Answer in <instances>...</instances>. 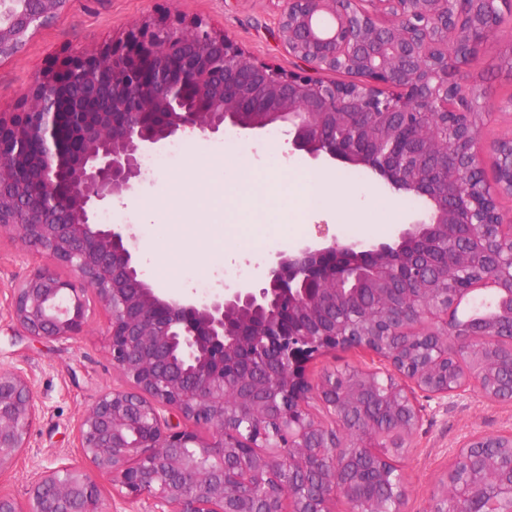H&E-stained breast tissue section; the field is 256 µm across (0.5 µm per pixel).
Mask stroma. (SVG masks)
Returning a JSON list of instances; mask_svg holds the SVG:
<instances>
[{"label":"stroma","instance_id":"obj_1","mask_svg":"<svg viewBox=\"0 0 512 512\" xmlns=\"http://www.w3.org/2000/svg\"><path fill=\"white\" fill-rule=\"evenodd\" d=\"M149 18L203 19L255 60L287 71L300 66L278 37L276 0H71L20 54L0 61V111L14 109L24 90L57 57L111 40ZM504 53L501 42L485 43L477 60L463 70L465 83L495 100L511 97L512 64L505 62ZM246 142L251 154L233 157L224 152L223 136L182 138L183 152L175 161L151 173L142 190L114 205V212L132 227L146 279L154 287L189 291L202 280L214 284L228 268L256 278L267 256L322 231L386 241L424 208L420 199L404 194L397 195L395 207H388L379 183L366 176L349 182L347 170L339 169L335 175L346 189L344 206L361 210L354 232H347L332 213L301 210L300 182L266 160L267 136H250ZM244 165L277 185L268 223L254 227L246 244L218 229L224 221V174ZM34 262L10 231L0 230V370L22 369L41 410L29 448L11 470L0 473V491L21 501L44 470L85 466L76 440L81 416L102 394L124 384L112 365L107 313L98 302H91V320L73 340H37L16 328L6 312L8 286L23 278ZM511 430L512 402H491L477 394L425 402L410 455L401 464L409 489L406 512H423L445 484L451 452L465 436Z\"/></svg>","mask_w":512,"mask_h":512}]
</instances>
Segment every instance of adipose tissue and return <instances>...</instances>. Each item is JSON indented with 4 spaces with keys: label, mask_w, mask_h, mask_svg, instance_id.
<instances>
[{
    "label": "adipose tissue",
    "mask_w": 512,
    "mask_h": 512,
    "mask_svg": "<svg viewBox=\"0 0 512 512\" xmlns=\"http://www.w3.org/2000/svg\"><path fill=\"white\" fill-rule=\"evenodd\" d=\"M269 210L268 189L261 176L244 171L225 182V223L260 224Z\"/></svg>",
    "instance_id": "adipose-tissue-1"
}]
</instances>
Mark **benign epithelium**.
<instances>
[{
    "label": "benign epithelium",
    "mask_w": 512,
    "mask_h": 512,
    "mask_svg": "<svg viewBox=\"0 0 512 512\" xmlns=\"http://www.w3.org/2000/svg\"><path fill=\"white\" fill-rule=\"evenodd\" d=\"M278 31L303 64L258 62L202 21H145L118 42L61 59L0 112V229L46 254L8 285V314L27 336L69 340L90 320L88 293L108 316L113 367L126 387L81 417L90 464L42 472L25 501L0 492V512H87L102 507L94 474L149 512H382L364 494L390 487L404 512L397 460L411 448L429 399L473 392L512 402V310L503 337L490 316L460 322L458 299L495 287L512 298V137L481 136L488 102L448 69L484 43L512 46V0H277ZM70 0H0V59L17 55ZM347 72L340 82L327 73ZM83 88L62 105L64 86ZM288 127V154L361 167L426 213L390 242L337 236L302 240L267 258L263 274L233 287L181 295L145 279L130 226L100 224L99 210L146 182L142 160L177 136L230 126L259 135ZM491 158L486 170L485 158ZM465 230L490 270L460 271L449 252L408 259ZM446 287H427L433 273ZM387 283L358 320L361 287ZM371 358L359 377L326 373L317 357ZM315 398L332 419L309 410ZM39 411L24 374L0 370V473L30 447ZM512 447V432H474L453 457L449 487L423 512H489L476 488L482 450ZM314 477L295 491L299 478ZM497 498L512 505V455L495 463Z\"/></svg>",
    "instance_id": "1"
}]
</instances>
